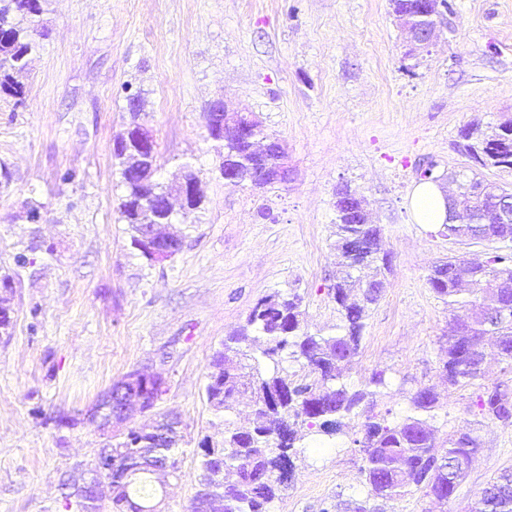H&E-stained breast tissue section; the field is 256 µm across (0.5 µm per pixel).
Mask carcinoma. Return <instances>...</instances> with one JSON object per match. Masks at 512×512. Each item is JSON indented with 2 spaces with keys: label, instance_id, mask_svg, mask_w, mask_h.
Instances as JSON below:
<instances>
[{
  "label": "carcinoma",
  "instance_id": "obj_1",
  "mask_svg": "<svg viewBox=\"0 0 512 512\" xmlns=\"http://www.w3.org/2000/svg\"><path fill=\"white\" fill-rule=\"evenodd\" d=\"M41 0H0V91L23 95L14 74L27 66L28 56L38 48L34 38ZM467 150L483 166L512 170V131L506 125ZM461 189L470 220L443 225V236L454 239L512 241V223L499 224L488 196L500 186L472 177ZM125 200L121 216L131 226L136 242L140 224L151 220L144 205L139 212L128 209V200L150 198L139 184L124 182ZM349 188L337 192L335 248L342 277L334 287L339 324L328 334H311L299 319L300 299L270 294L251 309L246 325L235 336H227L211 361L216 371L208 375L207 401L217 411L233 412L249 399L253 406L252 427L240 430L224 422V447L207 440L199 444V489L189 512H198L199 499L224 501V512H270L280 496L284 480L293 476V460L308 435L323 442L343 433L345 420L361 416L363 402L374 405L386 387L384 374L376 373L361 390H351L345 373L358 354L365 319L385 288V258L379 255L381 231L376 224L354 222L347 216ZM429 287L448 306L457 310L448 332L443 372L450 387H466L483 376L484 338H496L502 361L512 366V254L496 253L485 265L474 269L468 261L451 256L439 261L427 275ZM302 364L308 374L290 382L284 375L285 359ZM270 368L259 370L260 361ZM436 394L420 388L411 396L412 413L399 422L365 415L362 437L354 440L363 453L360 473L368 494L354 502L352 512H386L383 505L400 499L415 488L439 502H448L465 478L471 459L480 450L474 430L461 429L437 444L431 421L437 407ZM484 420L512 426V385L496 382L484 388L476 400ZM180 441L175 430L165 440L149 432L130 431L99 454L112 467L125 469L130 458H139L142 468L115 485L110 512H131L136 505L148 506L153 495L151 476L157 464L178 461L174 449ZM469 512H512V468L500 472L469 505Z\"/></svg>",
  "mask_w": 512,
  "mask_h": 512
}]
</instances>
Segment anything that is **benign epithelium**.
I'll use <instances>...</instances> for the list:
<instances>
[{
	"mask_svg": "<svg viewBox=\"0 0 512 512\" xmlns=\"http://www.w3.org/2000/svg\"><path fill=\"white\" fill-rule=\"evenodd\" d=\"M425 3L428 7L413 17L396 14L400 27L407 35L406 47L411 54L428 49L439 38V7L430 3V0H425ZM259 127L260 122L254 115L246 116L243 109L230 108L221 101L207 114V129L212 133L213 139L227 144L242 140L248 144V166H241L234 157L227 159L222 171L227 183L237 185L247 175L256 187L288 182L290 170L282 142L277 138L258 135ZM112 150L116 155H124L130 151L138 153V163L128 171V176L133 181L142 184L153 176L152 164L156 145L152 133L144 125L138 123L130 127L126 137L116 141ZM177 193L184 208L190 207L191 202L199 199L198 183L192 173L184 175L177 186ZM151 200V208L156 210L159 222L141 226L138 250L149 261L163 262L179 253L183 243L176 236L160 231L162 222L173 214L169 192L156 190ZM496 202V216L500 222L511 223L512 194H502L496 198ZM165 388L164 378L146 368H137L131 376L105 391L87 412V416L97 423L102 434L110 435L114 430H123L133 413L152 410L156 394ZM119 480L120 477L117 476L111 480H84L76 483L69 478L66 486L85 489L95 501L100 502L111 497L113 483Z\"/></svg>",
	"mask_w": 512,
	"mask_h": 512,
	"instance_id": "benign-epithelium-1",
	"label": "benign epithelium"
}]
</instances>
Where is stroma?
I'll use <instances>...</instances> for the list:
<instances>
[{"mask_svg": "<svg viewBox=\"0 0 512 512\" xmlns=\"http://www.w3.org/2000/svg\"><path fill=\"white\" fill-rule=\"evenodd\" d=\"M447 2L440 40L411 56L390 0H43L24 94L0 92V277L10 278L0 298L11 308L0 334V512H77L60 479L104 442L86 412L136 367L166 380L154 412L176 413L183 435L179 470L152 503L187 512L199 442L224 440L205 395L215 349L275 292L301 297L309 332L339 321L335 202L345 186L364 198L390 258L347 382L359 390L384 373L374 411L393 420L432 388L437 441L471 427L482 443L448 504L415 491L391 512H466L512 466V426L475 406L505 364L487 345L482 378L449 386L440 363L451 311L426 281L448 256L484 260L512 243L450 239L409 211L428 163L512 189V171L464 150L466 131L512 119V0ZM132 96L155 139L157 180L171 188L192 170L203 196L188 214L173 199L168 229L184 245L161 263L132 247L119 212L126 190L112 144ZM218 100L284 142L287 183L224 181V148L206 126ZM360 432L356 417L335 448L302 449L271 512L365 498Z\"/></svg>", "mask_w": 512, "mask_h": 512, "instance_id": "obj_1", "label": "stroma"}]
</instances>
